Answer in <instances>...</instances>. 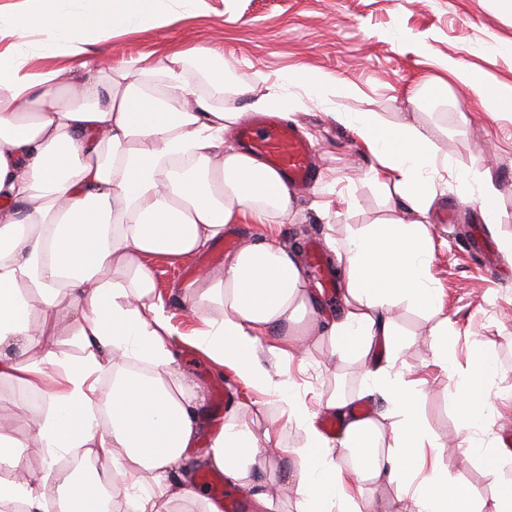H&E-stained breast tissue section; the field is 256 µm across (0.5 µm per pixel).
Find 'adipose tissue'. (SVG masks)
Segmentation results:
<instances>
[{
    "instance_id": "ef3b65f1",
    "label": "adipose tissue",
    "mask_w": 512,
    "mask_h": 512,
    "mask_svg": "<svg viewBox=\"0 0 512 512\" xmlns=\"http://www.w3.org/2000/svg\"><path fill=\"white\" fill-rule=\"evenodd\" d=\"M94 2L81 11L74 0L0 5V40L11 41L0 52V348L19 355L0 364V375L44 399L33 445L47 463L74 448L101 463L90 476L62 477V512H104L108 486L122 491L127 512H173L174 501L197 496L170 475L199 437L204 397L179 369L170 348L178 330L144 260H186L241 220L286 219L293 187L253 154L225 144L224 134L251 112L275 109L288 118L289 86L313 100L324 87L320 77L298 73L261 96L230 88L223 55L208 48L172 54L161 65H112L89 53V44L116 31L164 29L173 14L162 0ZM63 44L82 77L61 67L30 69L32 57L52 58ZM189 63L206 77V93L189 88ZM447 70L484 111L512 107V88H495L453 60ZM229 92L246 98L245 108L224 109ZM350 122L374 159L371 180L400 214L347 228L340 238L327 233L345 277L339 312L320 308L294 249L264 238L241 244L219 271L190 284L186 308L198 326L187 342L246 387L273 396L277 417L301 432L280 450L279 478L263 480L270 434L235 407L212 436L205 463L269 508L287 496L296 512H380L377 499H355L369 485L393 492L405 512H512V451L482 437L497 363L476 347L465 369L457 368L429 276L434 241L425 219L448 158L415 125L388 124L372 113ZM181 158L188 166L173 169ZM32 291L43 322L80 320L79 365L40 348ZM401 305L424 314L434 365L457 379L450 400L467 432L463 444L497 477L490 506L449 474L447 448L435 443L418 411L420 381L403 359L416 337L394 319ZM324 344L337 362L364 368L365 394L388 404L361 418L348 396L332 391L321 406L344 424L334 440L316 427L289 370L293 358ZM50 366L55 375H47ZM102 380L110 388L100 396Z\"/></svg>"
}]
</instances>
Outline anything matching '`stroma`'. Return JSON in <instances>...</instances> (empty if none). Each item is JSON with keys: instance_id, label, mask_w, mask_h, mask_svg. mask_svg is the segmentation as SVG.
<instances>
[{"instance_id": "35a3bbf8", "label": "stroma", "mask_w": 512, "mask_h": 512, "mask_svg": "<svg viewBox=\"0 0 512 512\" xmlns=\"http://www.w3.org/2000/svg\"><path fill=\"white\" fill-rule=\"evenodd\" d=\"M178 17L163 30L138 29L113 33L97 48L113 65L139 58L160 63L174 50L209 48L223 53L232 85L246 86L261 95L291 72L316 74L326 81L322 102L310 101L302 88H290L297 108L293 123L313 146L317 180L297 190L294 214L270 227L243 222L225 231L226 239L244 242L260 234L307 248L325 242L327 229L319 209L331 201L337 233L394 217L391 202L370 179L373 163L355 132L335 120L338 112L377 113L385 122H411L429 130L451 169L489 171L496 180L499 221L486 223L471 188L456 178L440 182L428 227L435 251L430 276L441 288L444 312L455 336V359L465 366L472 346H480L498 362L495 403L501 415L488 421L484 438L512 436V257L500 242L512 237V114L472 111L465 90L449 81L448 95L432 107L416 106L412 97L427 81L447 79L444 65L457 60L498 87H512V10L501 0H174ZM349 87L346 95L337 86ZM480 236L496 254L500 271L491 274L484 255L469 250L472 236ZM227 249L220 243L183 261L161 256L146 258L158 293L180 331L193 321L184 308L186 287L199 274L220 267ZM394 314L404 331L417 333L416 345L406 357L416 376L427 379L419 399L420 411L440 442L458 441L460 431L449 402L453 388L431 363V337L423 321L406 307ZM184 372L203 389L207 436L188 453L190 466L203 465L208 438L224 423L232 403L258 400L267 415L274 404L238 382L230 369L215 370L197 349L180 347ZM296 381L309 405L319 394L340 389L357 396L362 384L353 365L321 364V350ZM24 391L9 378L0 379V406L14 408L10 434L24 442V471L41 474L44 458L27 444L38 419L24 409ZM449 472L471 485L476 495L490 498L493 475L464 451L446 460Z\"/></svg>"}]
</instances>
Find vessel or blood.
Instances as JSON below:
<instances>
[{"mask_svg":"<svg viewBox=\"0 0 512 512\" xmlns=\"http://www.w3.org/2000/svg\"><path fill=\"white\" fill-rule=\"evenodd\" d=\"M234 135L290 184L304 186L313 182L312 148L296 127L283 124L274 116H262L251 124L237 127ZM202 482L214 496L223 497L225 512H249L242 499L224 495L221 475L205 474Z\"/></svg>","mask_w":512,"mask_h":512,"instance_id":"b4317fda","label":"vessel or blood"}]
</instances>
